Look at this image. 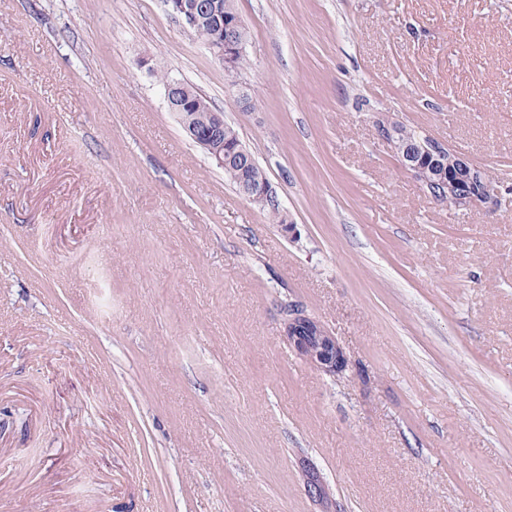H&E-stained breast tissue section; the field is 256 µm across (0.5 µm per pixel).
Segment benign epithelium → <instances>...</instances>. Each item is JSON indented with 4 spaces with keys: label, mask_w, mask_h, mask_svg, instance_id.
<instances>
[{
    "label": "benign epithelium",
    "mask_w": 512,
    "mask_h": 512,
    "mask_svg": "<svg viewBox=\"0 0 512 512\" xmlns=\"http://www.w3.org/2000/svg\"><path fill=\"white\" fill-rule=\"evenodd\" d=\"M167 11L184 27H196L200 20L209 21L212 27L211 38L204 47L211 56L231 75L240 68V60L246 56V26L236 11L225 12L221 0H164ZM164 100L167 110L172 112L183 126L187 135L219 167H227L229 176L236 180L240 192L260 208L274 207L279 210L281 226L289 229L288 214L280 210L276 192L269 183L255 184L247 178L246 171L253 160V154L239 140L224 122V113L212 111L208 121L202 125L194 123L187 116L190 107L182 93V83L170 79L164 82ZM378 135L388 143L398 137L409 138L405 150L408 163L404 165L420 183L423 192L431 196L439 180L418 166L420 155H442L449 153L451 164L448 167V198L458 211L491 210L501 195V187L490 181L484 171L468 160L462 153L436 141L419 131L415 134L400 131L397 122L386 120L376 124ZM286 336L292 350L307 364L325 374L342 372L348 366L342 348L318 320L303 310L292 307L288 310Z\"/></svg>",
    "instance_id": "1"
}]
</instances>
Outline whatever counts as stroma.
<instances>
[{"label":"stroma","mask_w":512,"mask_h":512,"mask_svg":"<svg viewBox=\"0 0 512 512\" xmlns=\"http://www.w3.org/2000/svg\"><path fill=\"white\" fill-rule=\"evenodd\" d=\"M236 8L231 78L163 0H0V512H512V0ZM385 115L503 182L496 210L431 202ZM292 305L345 371L295 356ZM182 83L186 89L185 94L197 99L200 103L197 117L205 118L206 112L215 110L206 97L194 86L185 82ZM182 83L174 79L164 82V100L167 110L172 112L187 135L207 153L218 167L224 168V165L227 167V173L238 182L240 192L246 198L261 209L265 207L276 208L282 221L281 226L289 230L292 224L288 222V214L280 208L276 192L271 184L262 183L257 185L252 182H269L265 170L256 163L249 169V177L252 181L247 178L246 171L253 160V154L239 140L237 135L227 127L223 112H209L208 121L203 125L195 124L193 118L185 115V112H191V109L185 100V95L182 93ZM224 155L227 156L225 162Z\"/></svg>","instance_id":"stroma-1"}]
</instances>
